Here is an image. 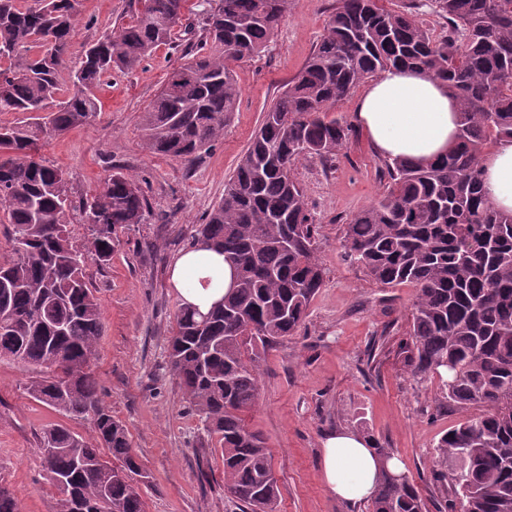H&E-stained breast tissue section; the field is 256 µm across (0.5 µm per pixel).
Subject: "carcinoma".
<instances>
[{
  "label": "carcinoma",
  "instance_id": "obj_1",
  "mask_svg": "<svg viewBox=\"0 0 512 512\" xmlns=\"http://www.w3.org/2000/svg\"><path fill=\"white\" fill-rule=\"evenodd\" d=\"M76 0H0V218L11 226L0 261V357L36 373L29 394L90 422L43 432L40 453L58 492L56 512H145L148 474L128 431L102 403L92 370L104 314L86 277L106 265L118 231L149 209L141 185L121 172L79 208L89 237L70 231L64 174L35 157L39 142L93 121L96 90L138 69L172 42L188 0H138L131 22L66 62L78 26ZM291 0H216L202 12L192 61L172 69L142 114L141 142L153 155L192 164L223 138L241 96L230 63L252 58L277 35ZM448 23L438 36L416 12L379 0H336L299 73L263 113L224 196L191 244L224 252L239 287L205 314L181 307L170 367L191 411L216 439L224 491L246 512H276L280 496L265 438L243 415L258 401L260 349L295 335L325 282L306 190L295 170L332 163L353 130L331 115L379 72L415 68L448 86L460 105L456 142L427 163H384L382 198L344 224L342 247L378 284L418 288L399 345L416 377L437 376L441 398L461 413L480 406L436 444L439 512H512V213L497 210L482 182L490 140H512V0H427ZM69 70L71 90L58 98ZM372 512H427L402 473L385 474ZM0 512H20L0 482Z\"/></svg>",
  "mask_w": 512,
  "mask_h": 512
}]
</instances>
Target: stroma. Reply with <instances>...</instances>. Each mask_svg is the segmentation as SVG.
<instances>
[{
  "label": "stroma",
  "instance_id": "1",
  "mask_svg": "<svg viewBox=\"0 0 512 512\" xmlns=\"http://www.w3.org/2000/svg\"><path fill=\"white\" fill-rule=\"evenodd\" d=\"M334 5L293 0L277 39L235 64L236 110L223 139L193 165L150 154L140 137L142 113L169 71L192 58L197 38L182 27L135 72L97 89L96 120L39 145L46 164L64 173L72 200L95 193L115 169L139 180L149 200L148 223L120 231L109 264L92 262L86 269L105 318L93 369L105 406L126 426L150 475L146 512H240L224 492L215 441L189 411L168 362L180 306L170 267L223 196L264 110L303 67ZM77 9L74 59L86 42L131 19L129 0H78ZM383 170L382 157L359 128L332 166L310 158L297 169L318 226L325 284L297 335L265 351L258 404L246 416L271 453L280 487L277 512H347L327 493L319 467L321 440L333 430L354 431L398 456L431 510L441 499L432 476L435 445L462 415L441 403L438 377H413L398 354L408 339L416 290L409 283L382 287L341 248L346 220L384 192ZM31 376L0 359V481L22 512H56L39 437L53 423L67 422L84 435L90 426L33 399Z\"/></svg>",
  "mask_w": 512,
  "mask_h": 512
}]
</instances>
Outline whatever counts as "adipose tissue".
I'll use <instances>...</instances> for the list:
<instances>
[{"mask_svg":"<svg viewBox=\"0 0 512 512\" xmlns=\"http://www.w3.org/2000/svg\"><path fill=\"white\" fill-rule=\"evenodd\" d=\"M354 117L374 150L386 158L427 162L444 154L457 133L458 103L443 83L417 70L398 67L380 72L361 95ZM482 180L492 205L512 211V141L502 140L480 160ZM232 267L222 254L204 248L181 252L171 282L182 305L208 312L228 294ZM321 476L329 495L350 512L372 500L383 472L401 474L394 457H384L369 441L350 431L326 435L319 452Z\"/></svg>","mask_w":512,"mask_h":512,"instance_id":"obj_1","label":"adipose tissue"}]
</instances>
